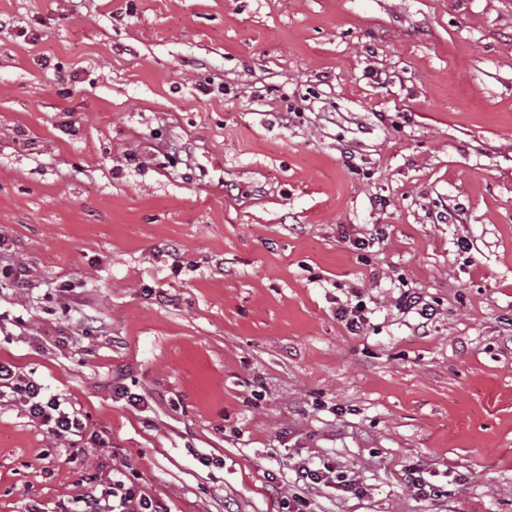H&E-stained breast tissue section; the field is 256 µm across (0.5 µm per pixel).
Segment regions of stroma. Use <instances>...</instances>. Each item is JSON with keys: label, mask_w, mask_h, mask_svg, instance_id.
Wrapping results in <instances>:
<instances>
[{"label": "stroma", "mask_w": 512, "mask_h": 512, "mask_svg": "<svg viewBox=\"0 0 512 512\" xmlns=\"http://www.w3.org/2000/svg\"><path fill=\"white\" fill-rule=\"evenodd\" d=\"M0 236V512H512V0H0ZM28 276L27 269L21 264L12 260H2L0 257V285L18 288L27 283ZM396 308L400 311L415 313L422 320L419 327H424L433 315V308L426 302L422 292L417 288H407L397 297ZM14 366L0 361V402L5 396L14 397L29 418L55 437L79 436L86 423L77 412L62 405L59 397L48 395L43 384L31 377L17 374ZM293 471L298 486L304 488H332L337 492L359 495L366 492L353 476L330 461L316 462L312 459L301 458L295 464ZM427 473L421 469H411L407 473V484L412 492L419 496L429 499L448 497V489L444 485L436 483L434 480L427 479L424 474ZM126 475L122 471L112 473V505L105 509L101 500L91 495H78L74 498L77 512H164L162 507L151 498L143 495L132 483L124 479Z\"/></svg>", "instance_id": "35a3bbf8"}]
</instances>
